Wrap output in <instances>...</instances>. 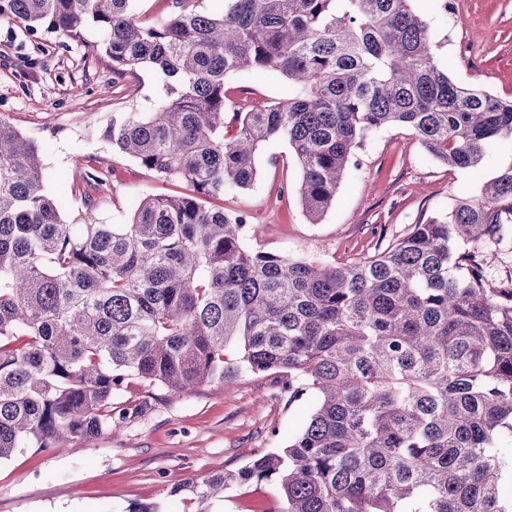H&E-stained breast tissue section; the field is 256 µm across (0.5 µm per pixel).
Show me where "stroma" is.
<instances>
[{"mask_svg": "<svg viewBox=\"0 0 512 512\" xmlns=\"http://www.w3.org/2000/svg\"><path fill=\"white\" fill-rule=\"evenodd\" d=\"M430 26L438 66L465 85L512 97V0H413ZM94 30L59 47L56 37L0 24V116L43 151L47 188L64 220L84 203L76 193L87 167L109 182L93 202L100 222L128 223L143 194L167 195L178 183L154 177L114 153L102 139L118 112L154 108L157 75L149 69L114 81L112 63L97 50ZM320 223L306 218L295 187L299 169L287 142L258 156L259 176L247 191H225L219 206L249 213L245 233L254 250L345 264L381 251L413 225L475 197L512 164V148L492 150L473 170L433 160L402 128L380 132L357 154ZM130 408L111 430L70 448L37 445L0 461V512H129L153 503L161 512H194L174 486L192 476L235 470L286 447L315 407L314 395L289 399L273 377L240 372L229 386L205 384L181 395L131 382L114 397ZM273 482L233 488L214 512H280Z\"/></svg>", "mask_w": 512, "mask_h": 512, "instance_id": "obj_1", "label": "stroma"}]
</instances>
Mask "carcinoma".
I'll list each match as a JSON object with an SVG mask.
<instances>
[{"mask_svg": "<svg viewBox=\"0 0 512 512\" xmlns=\"http://www.w3.org/2000/svg\"><path fill=\"white\" fill-rule=\"evenodd\" d=\"M133 0H0V23L61 39L98 29L121 78L161 76L151 112L103 137L177 195L147 194L126 224L92 203L62 219L41 150L0 116V460L86 442L138 379L176 395L241 371L276 375L315 408L288 446L174 488L212 512L276 480L280 512H512V281L480 250L512 224V164L474 201L340 266L255 251L248 216L211 200L246 189L257 153L288 142L310 222L377 132L408 130L451 168L512 142V99L454 82L413 0H172L146 24ZM279 71L286 99L227 98V77ZM95 169L79 194L104 186Z\"/></svg>", "mask_w": 512, "mask_h": 512, "instance_id": "obj_1", "label": "carcinoma"}]
</instances>
